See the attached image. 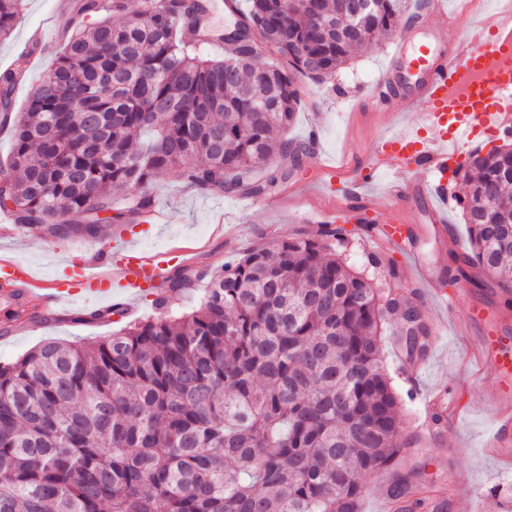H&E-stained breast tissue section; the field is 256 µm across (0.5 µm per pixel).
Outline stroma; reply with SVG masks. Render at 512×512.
<instances>
[{
  "instance_id": "35a3bbf8",
  "label": "stroma",
  "mask_w": 512,
  "mask_h": 512,
  "mask_svg": "<svg viewBox=\"0 0 512 512\" xmlns=\"http://www.w3.org/2000/svg\"><path fill=\"white\" fill-rule=\"evenodd\" d=\"M453 15L448 22L438 17L421 19L410 28H397L392 36L356 54L332 78L316 83L308 78L297 82L301 105L287 132L295 140L312 145L288 180L278 182L260 201L231 196L214 189L199 191L179 183L173 175L155 178L148 186L154 207L148 216L107 229L106 240H126L151 253L189 250L195 257L194 271L215 273L235 263L246 251L269 248L281 239L317 235L321 225L337 224L351 230L352 242L346 258L362 268L366 255L375 253L383 263L376 271L379 284L397 290L417 289L416 305L428 323L442 322L445 334L427 356L414 363L411 371L399 373L405 357L396 328H386L381 352L394 384L402 395V418L406 435L416 438L405 449L400 472L415 470L437 487H448L449 473L458 474L463 493H451L447 512H480L485 493L499 491L512 501V467L503 468L487 452L486 443L497 423V406L490 397L495 383L493 370L478 364L476 353L483 334L473 324L468 335H459L457 321L466 319L474 308L484 309L486 321L512 328V307L494 280L485 288H467L453 305H445L420 289L428 275L448 283L456 274L452 254L467 251L468 231L458 207L448 210L453 240L437 244L420 229L430 222L428 203L412 197L405 212L418 235L416 255L381 244L369 232L357 229V217L376 224L386 223L391 212L385 202L389 182L399 179L398 171L384 174L376 183L357 188L353 171L368 165L380 141L389 134L420 128L417 115L395 101L396 115L385 118L371 111L368 99L390 68L405 71L406 59L416 45L430 42L448 46L468 38L477 27L500 8L499 0H447ZM57 0H26L11 37L0 43V72L12 68L30 28L54 31L65 27L70 15L56 9ZM92 238L59 240L36 237L20 226L11 235H0V258H14L28 265L42 283L62 276L68 267L89 261L99 245ZM102 302H63L46 308L40 305L15 307L0 297V362H11L41 342L54 339L93 344L122 328L128 319L145 321L159 316L148 296L137 299L132 316L100 318ZM447 391L449 401L459 403L449 431L423 437L428 391Z\"/></svg>"
}]
</instances>
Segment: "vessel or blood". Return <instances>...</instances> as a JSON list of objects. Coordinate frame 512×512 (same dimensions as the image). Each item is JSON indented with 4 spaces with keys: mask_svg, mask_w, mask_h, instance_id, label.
Segmentation results:
<instances>
[{
    "mask_svg": "<svg viewBox=\"0 0 512 512\" xmlns=\"http://www.w3.org/2000/svg\"><path fill=\"white\" fill-rule=\"evenodd\" d=\"M417 84L407 102L418 112L425 134L403 131L385 137L373 162L359 172L355 183H371L387 169L404 170L408 178L392 183L389 197L397 216L372 228L375 238L413 254L409 223L400 212L406 199L420 194L431 204L436 218L427 234L442 240L447 225L439 209L448 207L447 186L457 145L480 134L512 131V40H490L477 34L472 42L455 44L451 53L434 54L429 44H420L411 61ZM434 171L433 181H417L418 170ZM171 264L165 254H151L122 241L105 244L94 263L70 267L56 280L50 301L77 297L101 301L111 295L123 302L137 299L149 287L164 284ZM38 282L16 261L0 260V292L20 305L38 300ZM478 357L497 376L496 398L503 408L500 425L490 445L497 459L512 460V330L493 328L482 338Z\"/></svg>",
    "mask_w": 512,
    "mask_h": 512,
    "instance_id": "b4317fda",
    "label": "vessel or blood"
}]
</instances>
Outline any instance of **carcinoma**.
I'll return each mask as SVG.
<instances>
[{
  "instance_id": "obj_1",
  "label": "carcinoma",
  "mask_w": 512,
  "mask_h": 512,
  "mask_svg": "<svg viewBox=\"0 0 512 512\" xmlns=\"http://www.w3.org/2000/svg\"><path fill=\"white\" fill-rule=\"evenodd\" d=\"M25 0H0V40ZM348 0H245L207 58L205 0H78L63 47L11 127L0 207L51 238L97 237L154 204L172 174L198 190L258 199L309 144L283 137L297 75L320 82L394 31L406 0H378L354 37ZM106 13L93 27L83 16ZM34 43L0 74V122ZM282 159L276 169L273 157ZM460 182L470 251L512 293V148L469 154ZM326 224L213 274L200 306L135 321L91 345L50 340L0 363V512H361L365 477L411 445L381 357L387 316L411 360L428 327L409 295L346 263ZM396 473L398 512L442 492Z\"/></svg>"
}]
</instances>
